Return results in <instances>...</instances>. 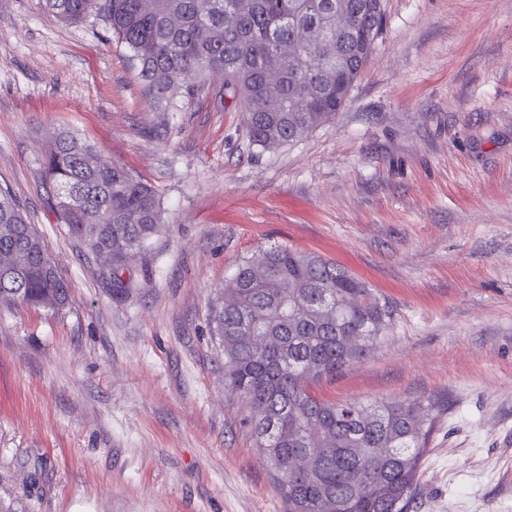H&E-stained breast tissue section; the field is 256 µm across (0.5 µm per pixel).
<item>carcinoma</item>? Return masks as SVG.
Here are the masks:
<instances>
[{"label":"carcinoma","mask_w":512,"mask_h":512,"mask_svg":"<svg viewBox=\"0 0 512 512\" xmlns=\"http://www.w3.org/2000/svg\"><path fill=\"white\" fill-rule=\"evenodd\" d=\"M76 22L104 13L145 93L181 110L221 81L224 107H241L251 143H294L347 103L382 33L383 9L365 0H45ZM92 147L60 132L43 176L69 234L104 258L113 291L163 223L161 195L124 166L83 162ZM68 284L20 204L0 190V306L62 309ZM394 309L353 273L283 245L243 260L215 310L224 382L248 422L286 512H411L436 402H331L312 386L365 360Z\"/></svg>","instance_id":"cac0c4a2"}]
</instances>
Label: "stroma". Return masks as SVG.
<instances>
[{"instance_id": "35a3bbf8", "label": "stroma", "mask_w": 512, "mask_h": 512, "mask_svg": "<svg viewBox=\"0 0 512 512\" xmlns=\"http://www.w3.org/2000/svg\"><path fill=\"white\" fill-rule=\"evenodd\" d=\"M383 8L346 106L268 151L219 95L156 109L101 12L68 24L0 0V189L70 286L61 310L0 308V505L285 512L210 322L242 260L279 244L394 309L317 396L441 402L413 512H512V0ZM61 131L163 199L124 293L48 204L41 153Z\"/></svg>"}]
</instances>
